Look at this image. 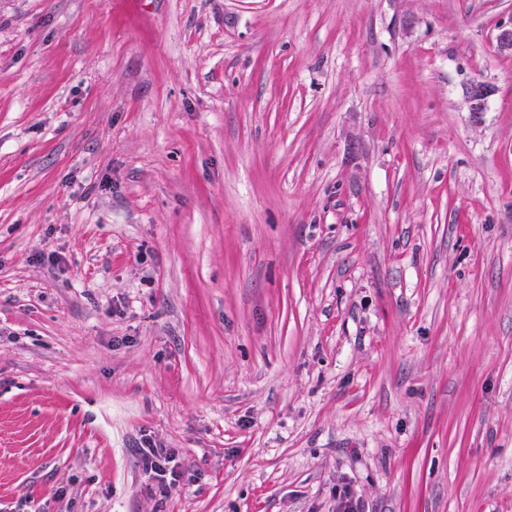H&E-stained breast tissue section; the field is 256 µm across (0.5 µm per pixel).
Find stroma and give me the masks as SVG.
<instances>
[{
  "mask_svg": "<svg viewBox=\"0 0 512 512\" xmlns=\"http://www.w3.org/2000/svg\"><path fill=\"white\" fill-rule=\"evenodd\" d=\"M509 21L0 0V512H512ZM146 444L145 448L140 449L143 469L155 482L160 494H163L167 487L176 482L183 473L179 470L174 453L170 448H162L150 442Z\"/></svg>",
  "mask_w": 512,
  "mask_h": 512,
  "instance_id": "obj_1",
  "label": "stroma"
}]
</instances>
